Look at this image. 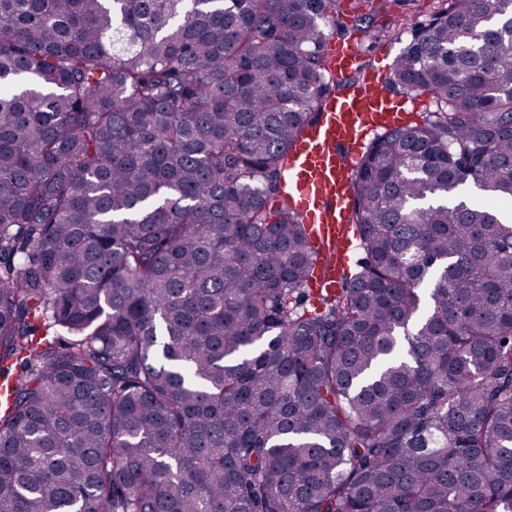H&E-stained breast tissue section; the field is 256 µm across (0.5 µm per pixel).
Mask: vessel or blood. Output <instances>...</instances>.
Listing matches in <instances>:
<instances>
[{
    "mask_svg": "<svg viewBox=\"0 0 512 512\" xmlns=\"http://www.w3.org/2000/svg\"><path fill=\"white\" fill-rule=\"evenodd\" d=\"M327 56L330 69L338 74L353 72L360 65L358 47L348 42L330 44ZM411 101V95L389 93L382 80L367 74L344 95L328 97L318 121L289 151L284 187L319 254L316 287H335L351 245L350 175L362 155L364 136L403 127Z\"/></svg>",
    "mask_w": 512,
    "mask_h": 512,
    "instance_id": "obj_1",
    "label": "vessel or blood"
}]
</instances>
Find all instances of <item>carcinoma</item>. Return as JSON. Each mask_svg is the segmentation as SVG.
I'll list each match as a JSON object with an SVG mask.
<instances>
[{"label": "carcinoma", "instance_id": "cac0c4a2", "mask_svg": "<svg viewBox=\"0 0 512 512\" xmlns=\"http://www.w3.org/2000/svg\"><path fill=\"white\" fill-rule=\"evenodd\" d=\"M335 7L0 0V512H512V0L412 30L310 310Z\"/></svg>", "mask_w": 512, "mask_h": 512}]
</instances>
